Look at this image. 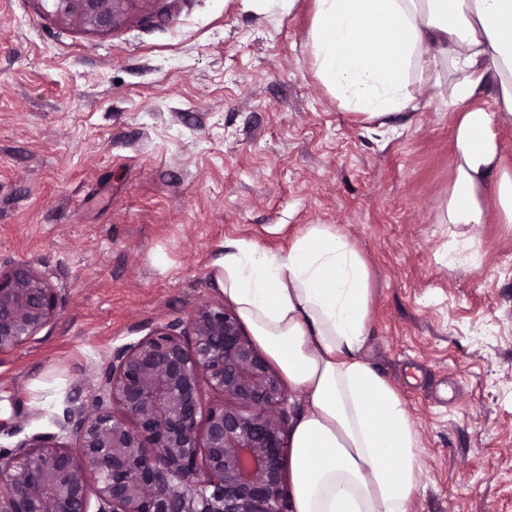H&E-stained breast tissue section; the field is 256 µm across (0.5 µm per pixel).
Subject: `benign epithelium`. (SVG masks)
<instances>
[{"instance_id": "benign-epithelium-1", "label": "benign epithelium", "mask_w": 512, "mask_h": 512, "mask_svg": "<svg viewBox=\"0 0 512 512\" xmlns=\"http://www.w3.org/2000/svg\"><path fill=\"white\" fill-rule=\"evenodd\" d=\"M97 32L136 0H52ZM59 293L34 268L0 266V357L36 340ZM92 404L0 448V512H289L294 405L233 307L207 301L112 351Z\"/></svg>"}]
</instances>
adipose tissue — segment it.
Instances as JSON below:
<instances>
[{
	"label": "adipose tissue",
	"instance_id": "obj_1",
	"mask_svg": "<svg viewBox=\"0 0 512 512\" xmlns=\"http://www.w3.org/2000/svg\"><path fill=\"white\" fill-rule=\"evenodd\" d=\"M315 77L346 112L386 124L414 109L431 68L454 86V177L442 223L475 240L512 226V164L493 131L512 125V0H313ZM496 111L472 105L487 79ZM497 199L495 214L483 206ZM213 278L303 406L288 433L290 512H409L423 470L418 426L366 356L370 267L334 224H305L284 252L228 240Z\"/></svg>",
	"mask_w": 512,
	"mask_h": 512
}]
</instances>
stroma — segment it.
<instances>
[{"mask_svg":"<svg viewBox=\"0 0 512 512\" xmlns=\"http://www.w3.org/2000/svg\"><path fill=\"white\" fill-rule=\"evenodd\" d=\"M313 0H135L96 32L50 0H0V263L61 300L0 358V446L57 432L113 348L222 299L228 239L282 252L336 224L374 281L367 358L417 422L410 512H512V228L439 218L453 181L456 75L381 127L311 67ZM297 0H241L244 10L255 13L275 15L276 13H291Z\"/></svg>","mask_w":512,"mask_h":512,"instance_id":"1","label":"stroma"}]
</instances>
